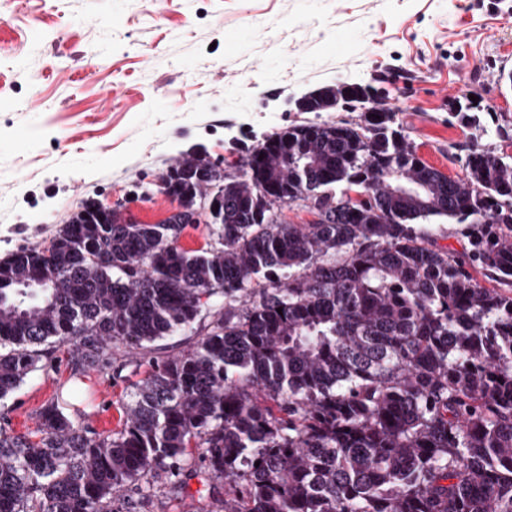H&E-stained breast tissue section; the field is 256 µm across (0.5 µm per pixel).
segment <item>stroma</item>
<instances>
[{"label": "stroma", "mask_w": 512, "mask_h": 512, "mask_svg": "<svg viewBox=\"0 0 512 512\" xmlns=\"http://www.w3.org/2000/svg\"><path fill=\"white\" fill-rule=\"evenodd\" d=\"M509 72L512 0H0V259L49 245L89 199L156 223L176 208L159 177L190 155L229 170L286 127L357 122L348 104L297 110L329 85L375 88L419 155L462 176L472 145L512 156ZM469 102L495 124H462ZM71 367L50 349L0 427L34 428ZM133 380L87 372L85 425L119 429Z\"/></svg>", "instance_id": "stroma-1"}]
</instances>
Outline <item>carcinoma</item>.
I'll return each mask as SVG.
<instances>
[{"label":"carcinoma","mask_w":512,"mask_h":512,"mask_svg":"<svg viewBox=\"0 0 512 512\" xmlns=\"http://www.w3.org/2000/svg\"><path fill=\"white\" fill-rule=\"evenodd\" d=\"M374 98L325 86L303 111H369L265 137L239 179L184 184L223 198L206 248L178 245L191 211L140 224L88 200L47 253L0 260V399L43 346L75 352L35 428L0 427V512H138L182 475L201 512H512V163L476 147L450 179ZM283 187L324 219L258 222ZM432 217L469 220L463 252L434 246ZM203 312L178 354L154 348ZM120 348L150 369L121 428L93 434L80 382Z\"/></svg>","instance_id":"cac0c4a2"}]
</instances>
